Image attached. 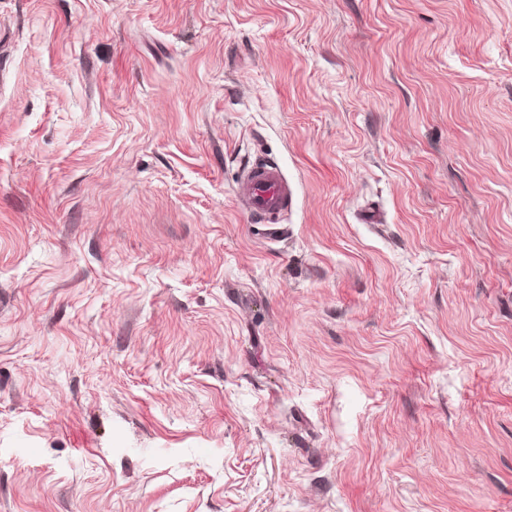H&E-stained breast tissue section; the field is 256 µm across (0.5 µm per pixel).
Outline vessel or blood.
<instances>
[{
	"label": "vessel or blood",
	"mask_w": 512,
	"mask_h": 512,
	"mask_svg": "<svg viewBox=\"0 0 512 512\" xmlns=\"http://www.w3.org/2000/svg\"><path fill=\"white\" fill-rule=\"evenodd\" d=\"M234 196L249 216L261 221L278 217L293 201L283 170L268 162L247 169L235 185Z\"/></svg>",
	"instance_id": "vessel-or-blood-1"
}]
</instances>
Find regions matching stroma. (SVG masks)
Listing matches in <instances>:
<instances>
[{"mask_svg": "<svg viewBox=\"0 0 512 512\" xmlns=\"http://www.w3.org/2000/svg\"><path fill=\"white\" fill-rule=\"evenodd\" d=\"M0 512H512V0H0ZM243 211L260 222L278 217L292 205L293 193L278 164L259 162L247 169L234 188Z\"/></svg>", "mask_w": 512, "mask_h": 512, "instance_id": "35a3bbf8", "label": "stroma"}]
</instances>
